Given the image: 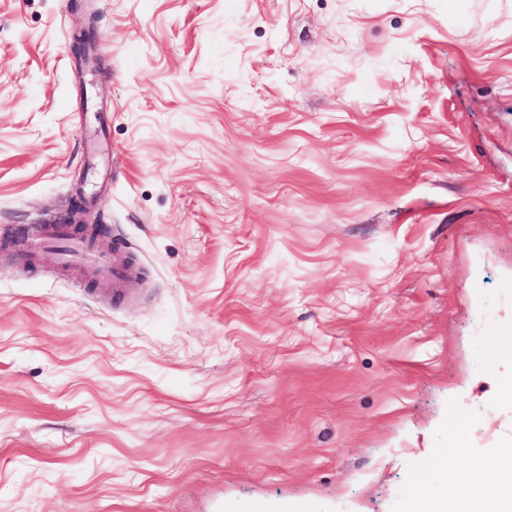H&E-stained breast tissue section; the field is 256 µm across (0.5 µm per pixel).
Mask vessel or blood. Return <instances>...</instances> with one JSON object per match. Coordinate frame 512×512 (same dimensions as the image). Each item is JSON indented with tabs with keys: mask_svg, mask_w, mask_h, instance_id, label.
I'll return each mask as SVG.
<instances>
[{
	"mask_svg": "<svg viewBox=\"0 0 512 512\" xmlns=\"http://www.w3.org/2000/svg\"><path fill=\"white\" fill-rule=\"evenodd\" d=\"M47 242L46 256L60 264L85 263L106 268L115 288H122L127 277V269L120 260L112 259L110 254L88 251L84 243L71 235L68 224L57 221L44 231Z\"/></svg>",
	"mask_w": 512,
	"mask_h": 512,
	"instance_id": "b4317fda",
	"label": "vessel or blood"
}]
</instances>
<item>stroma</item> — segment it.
<instances>
[{"instance_id": "obj_1", "label": "stroma", "mask_w": 512, "mask_h": 512, "mask_svg": "<svg viewBox=\"0 0 512 512\" xmlns=\"http://www.w3.org/2000/svg\"><path fill=\"white\" fill-rule=\"evenodd\" d=\"M79 196L135 264L0 252V512L496 482L512 0H0V238Z\"/></svg>"}]
</instances>
